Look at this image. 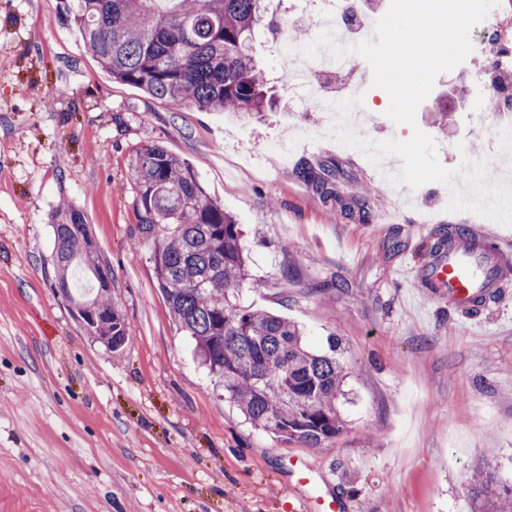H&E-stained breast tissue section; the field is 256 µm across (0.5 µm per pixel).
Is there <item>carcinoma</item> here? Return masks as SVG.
I'll return each instance as SVG.
<instances>
[{
	"instance_id": "carcinoma-1",
	"label": "carcinoma",
	"mask_w": 512,
	"mask_h": 512,
	"mask_svg": "<svg viewBox=\"0 0 512 512\" xmlns=\"http://www.w3.org/2000/svg\"><path fill=\"white\" fill-rule=\"evenodd\" d=\"M265 0H78L70 21L87 50L118 82L171 104L247 118L265 111L271 96L252 55ZM491 112L512 110V96L489 92ZM298 176L333 194L335 171L303 166ZM141 239L152 247L157 284L170 313L194 343L208 372L224 382V400L250 424L285 442L319 448L344 421L339 404L348 376L334 336L327 350L307 348L297 325L238 304L247 279L242 235L234 217L209 198L186 161L159 144L131 163ZM54 287L72 298L69 273L82 268L94 284L112 276L87 251L90 226L80 212L63 211L52 225ZM85 332L117 351L128 340L110 296L74 300ZM474 512H512V484L498 480L486 457L468 476Z\"/></svg>"
}]
</instances>
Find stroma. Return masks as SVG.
<instances>
[{"label":"stroma","instance_id":"obj_1","mask_svg":"<svg viewBox=\"0 0 512 512\" xmlns=\"http://www.w3.org/2000/svg\"><path fill=\"white\" fill-rule=\"evenodd\" d=\"M75 0H0V512H286L282 459L298 446L244 422L197 364L140 240L129 165L157 143L195 169L208 197L240 224L249 256L242 306L297 323L307 345L336 337L349 376L342 433L307 449L351 512H471L467 474L493 456L512 483V277L477 315L406 277L451 224L512 226L448 211V187H383L376 165L322 137L323 112L296 107L278 69L287 30L258 27L254 57L275 111L247 121L150 98L118 82L66 16ZM323 89L363 95L362 136L408 140L421 129L440 163L478 150L504 156L471 61L438 76L415 125L385 115L365 75ZM448 115L434 122L439 102ZM288 141V158L267 151ZM336 169L332 197L302 164ZM376 185L368 215L359 187ZM79 209L112 269V304L129 340L112 352L88 336L52 288L51 217Z\"/></svg>","mask_w":512,"mask_h":512}]
</instances>
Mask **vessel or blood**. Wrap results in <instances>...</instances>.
Here are the masks:
<instances>
[{"label":"vessel or blood","mask_w":512,"mask_h":512,"mask_svg":"<svg viewBox=\"0 0 512 512\" xmlns=\"http://www.w3.org/2000/svg\"><path fill=\"white\" fill-rule=\"evenodd\" d=\"M512 273V254L495 238L481 232L455 236L426 267L416 269L415 279L427 281L433 294L447 297L456 311L481 310ZM288 471L302 491L300 512H350L351 505L333 480L308 457L291 454Z\"/></svg>","instance_id":"obj_1"}]
</instances>
